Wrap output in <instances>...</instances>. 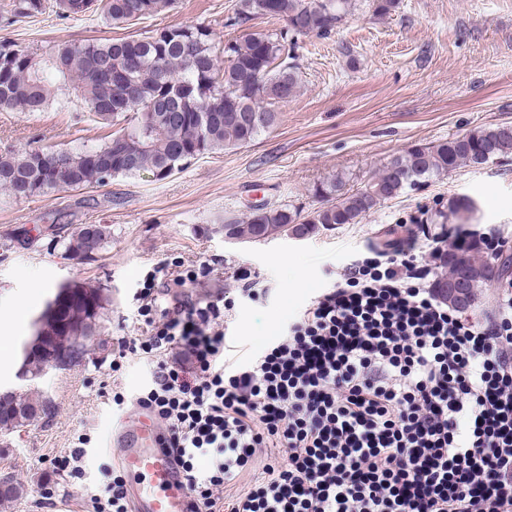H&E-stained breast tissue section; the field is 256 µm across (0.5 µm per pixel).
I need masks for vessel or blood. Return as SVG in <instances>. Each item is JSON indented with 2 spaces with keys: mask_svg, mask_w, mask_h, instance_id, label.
Returning a JSON list of instances; mask_svg holds the SVG:
<instances>
[{
  "mask_svg": "<svg viewBox=\"0 0 512 512\" xmlns=\"http://www.w3.org/2000/svg\"><path fill=\"white\" fill-rule=\"evenodd\" d=\"M103 445L120 451L135 512H195L184 474L164 449V434L150 412L137 422L109 425Z\"/></svg>",
  "mask_w": 512,
  "mask_h": 512,
  "instance_id": "1",
  "label": "vessel or blood"
}]
</instances>
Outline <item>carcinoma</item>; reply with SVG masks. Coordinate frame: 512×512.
<instances>
[{"instance_id": "obj_1", "label": "carcinoma", "mask_w": 512, "mask_h": 512, "mask_svg": "<svg viewBox=\"0 0 512 512\" xmlns=\"http://www.w3.org/2000/svg\"><path fill=\"white\" fill-rule=\"evenodd\" d=\"M173 0H8L0 7V24L8 27L43 15L75 19L102 10L114 25L129 24L159 14ZM347 0H238L227 26L242 27L258 18L284 22L276 30H254L240 39L216 40L209 26L186 24L158 29L141 39L122 37L105 42L63 43L44 57L11 40L0 41V108L41 112L51 87L69 85L88 111L103 124L125 122L102 145L0 150V190L14 198L46 195L65 189L100 186L118 177L149 172L164 180L191 161L229 148L248 145L279 119L277 108L299 87L294 51L298 38L310 33L328 38L347 14ZM512 155V124L481 128L436 144L414 145L394 156L381 173L356 190L343 181L322 183L314 195L323 205L301 217L296 209L263 206L244 220L225 218L237 236L253 242L267 227L311 234L319 228L357 224L382 203L432 178H442L463 164L483 165ZM477 203L469 196L448 200V212L438 217L472 220ZM111 236L106 224L68 228L65 257L100 252ZM481 246L474 237L437 254L447 269L435 285L465 269L472 299L478 288L495 278L489 262H477ZM78 301L43 318L44 338L67 358L62 369L81 362L88 343L99 332L107 297L86 282ZM29 380L42 378L44 361L22 358ZM53 400L45 395L0 399V435L22 426L48 422Z\"/></svg>"}]
</instances>
